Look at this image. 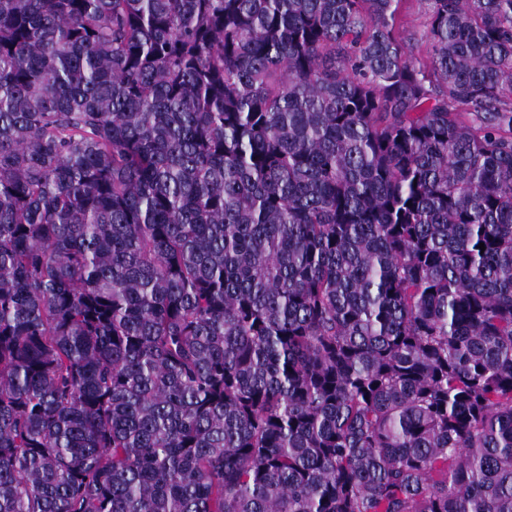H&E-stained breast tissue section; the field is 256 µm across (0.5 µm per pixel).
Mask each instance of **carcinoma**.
I'll use <instances>...</instances> for the list:
<instances>
[{"label": "carcinoma", "mask_w": 512, "mask_h": 512, "mask_svg": "<svg viewBox=\"0 0 512 512\" xmlns=\"http://www.w3.org/2000/svg\"><path fill=\"white\" fill-rule=\"evenodd\" d=\"M421 2L0 0V512H512V0ZM425 5L418 0H407L402 6L404 27L411 34L409 48L412 54L418 55L424 52L425 44L421 41L423 31Z\"/></svg>", "instance_id": "obj_1"}]
</instances>
